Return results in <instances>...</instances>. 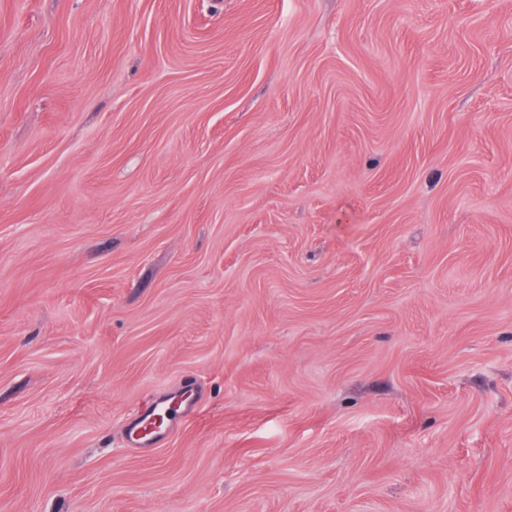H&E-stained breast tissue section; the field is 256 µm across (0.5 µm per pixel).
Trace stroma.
I'll return each instance as SVG.
<instances>
[{
  "mask_svg": "<svg viewBox=\"0 0 512 512\" xmlns=\"http://www.w3.org/2000/svg\"><path fill=\"white\" fill-rule=\"evenodd\" d=\"M0 512H512V0H0ZM172 407L158 410L146 408L138 412L131 421L129 440L137 446H148L158 431L171 420Z\"/></svg>",
  "mask_w": 512,
  "mask_h": 512,
  "instance_id": "1",
  "label": "stroma"
}]
</instances>
